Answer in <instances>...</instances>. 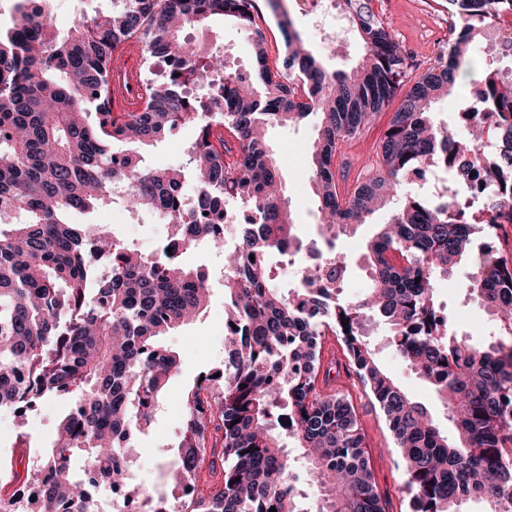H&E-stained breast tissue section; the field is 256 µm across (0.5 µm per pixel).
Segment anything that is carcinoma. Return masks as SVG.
Returning a JSON list of instances; mask_svg holds the SVG:
<instances>
[{"instance_id": "1", "label": "carcinoma", "mask_w": 512, "mask_h": 512, "mask_svg": "<svg viewBox=\"0 0 512 512\" xmlns=\"http://www.w3.org/2000/svg\"><path fill=\"white\" fill-rule=\"evenodd\" d=\"M52 0H16L0 30V407L25 416L44 401H70L56 436L34 447L38 462L0 494V512H98L74 457L98 470L122 502L144 512H386L364 434L349 396L330 379L337 337L406 464L413 512H512V257L484 251L512 224V81L494 67L512 40L495 43L460 116V137L434 116L471 69L484 20L512 0H448L461 26L429 66L408 77L410 56L371 0H336L363 55L331 71L292 23L282 69L267 64L253 0H112L105 14L77 16L60 35ZM221 16L252 36L253 69H229L224 51L183 36ZM136 39L144 63L164 64L136 112L115 114L109 82L115 50ZM393 108L375 166L340 197L333 157L373 117ZM320 116L305 164L327 248H310L297 284L283 290L267 262L302 253L266 131ZM194 126L185 168L151 169L143 147ZM237 141L229 153L224 129ZM449 169L453 197L432 201L405 191L411 175ZM486 187L473 193L476 170ZM253 219L224 246V206ZM160 213L182 249L146 255L98 224L73 217L103 205ZM382 208L393 209L364 255L369 286L354 302L324 283L344 279L336 238ZM224 253V370L205 373L181 398L183 428L167 494L130 480L131 442L152 425L179 359L160 338L207 307L209 269L189 267L197 247ZM255 260H250V257ZM466 263V297L483 307L494 334L481 347L455 329L434 283ZM386 325L391 344L429 382L455 429L440 432L427 407L379 365L367 342ZM301 449L319 489L311 508L288 444ZM175 499L181 508L169 506Z\"/></svg>"}]
</instances>
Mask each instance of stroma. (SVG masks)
Segmentation results:
<instances>
[{
    "label": "stroma",
    "mask_w": 512,
    "mask_h": 512,
    "mask_svg": "<svg viewBox=\"0 0 512 512\" xmlns=\"http://www.w3.org/2000/svg\"><path fill=\"white\" fill-rule=\"evenodd\" d=\"M372 7L403 46L412 53L411 71L418 74L429 65L436 51V44L444 37L439 29V19L447 17V0H373ZM294 28L304 33L313 53L330 69L347 70L355 66L363 53L358 40L336 53H329L318 38L309 31V21L294 9H287ZM188 38L201 46H220L224 49L227 66L242 71L252 63L251 50L244 32L230 20L214 18L206 24L189 28ZM388 113L375 116L372 123L361 130L353 140L342 142L333 159L336 180L340 192L350 191L362 176L364 169L376 159L381 135L388 123ZM319 126L318 115H310L300 125L276 127L269 138L283 166L285 198L289 204L296 231L306 244L320 238L317 226V203L307 169L302 161L306 148L314 141ZM195 137L193 127L181 128L172 136L154 143L146 154L147 163L156 169L178 168L186 163V151ZM389 211L383 210L373 217L372 223L358 227L349 236L336 242V251L345 257L348 265L343 295L347 298L360 296L367 285L363 254L367 242L377 225L387 223ZM84 222L101 224L116 234L134 241L142 252L154 251L165 241L169 229L153 217H130L128 211L118 205H107L84 215ZM183 261L189 266H206L213 281L211 297L204 313L194 322L163 337V344L179 357L177 372L169 379L163 399L147 434L135 442L132 469L140 483L152 485L160 479L162 465L172 463L178 454L181 440L183 410L180 399L200 373L224 365V281L223 256L209 249H197L186 253ZM467 267H460L452 281H438L435 296L451 309L460 332L468 334L474 346L486 343L493 328L483 309L466 298L464 285ZM368 340L381 366L418 402L431 412L443 433L451 428L432 387L416 375L400 359L389 343L384 325L371 328ZM338 380L356 408L360 425L368 446L371 469L379 491L387 499L388 512H411L410 502L403 490L404 473L394 447L393 439L382 414L367 397L356 375H339ZM66 408L65 401H49L26 419H17L13 410L0 407V459L11 461L18 474H25L34 458L21 443L25 438L46 443L54 435L55 422Z\"/></svg>",
    "instance_id": "35a3bbf8"
}]
</instances>
